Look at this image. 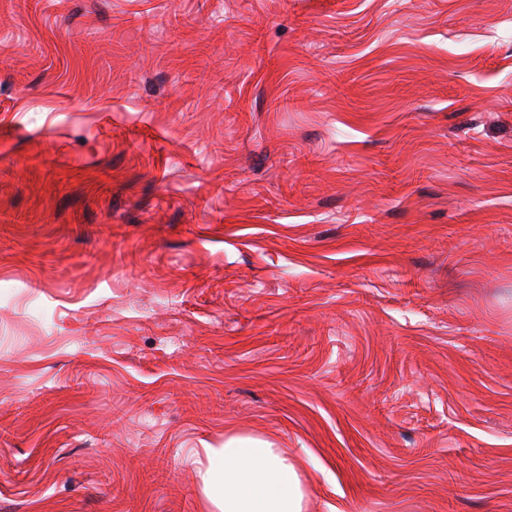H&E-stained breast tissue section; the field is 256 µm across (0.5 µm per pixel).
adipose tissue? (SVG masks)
Masks as SVG:
<instances>
[{
	"instance_id": "adipose-tissue-1",
	"label": "adipose tissue",
	"mask_w": 512,
	"mask_h": 512,
	"mask_svg": "<svg viewBox=\"0 0 512 512\" xmlns=\"http://www.w3.org/2000/svg\"><path fill=\"white\" fill-rule=\"evenodd\" d=\"M206 455L203 493L213 512H304L300 463L287 449L233 436Z\"/></svg>"
}]
</instances>
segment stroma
<instances>
[{"label":"stroma","mask_w":512,"mask_h":512,"mask_svg":"<svg viewBox=\"0 0 512 512\" xmlns=\"http://www.w3.org/2000/svg\"><path fill=\"white\" fill-rule=\"evenodd\" d=\"M512 512V0H0V512ZM203 493L212 512H304L300 463L288 449L254 437L233 436L206 449Z\"/></svg>","instance_id":"stroma-1"}]
</instances>
